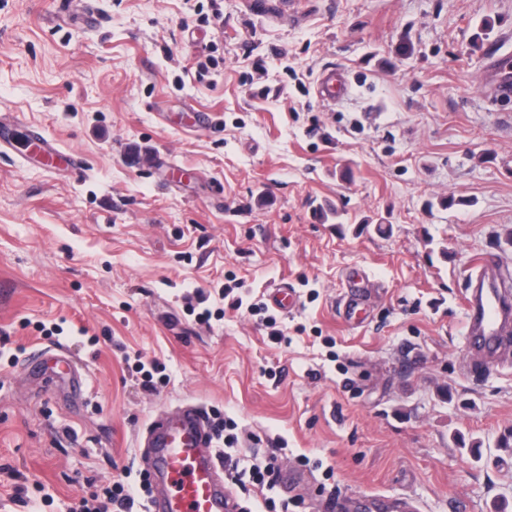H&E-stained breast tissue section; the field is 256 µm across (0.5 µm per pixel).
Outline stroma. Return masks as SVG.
<instances>
[{"label": "stroma", "instance_id": "stroma-1", "mask_svg": "<svg viewBox=\"0 0 512 512\" xmlns=\"http://www.w3.org/2000/svg\"><path fill=\"white\" fill-rule=\"evenodd\" d=\"M509 56L512 0H0V512L143 484L186 406L305 472L251 512H512V358L463 314L478 257L512 281ZM370 508L375 512H418L419 506L412 499L401 496L373 494Z\"/></svg>", "mask_w": 512, "mask_h": 512}]
</instances>
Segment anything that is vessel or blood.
I'll return each mask as SVG.
<instances>
[{"mask_svg": "<svg viewBox=\"0 0 512 512\" xmlns=\"http://www.w3.org/2000/svg\"><path fill=\"white\" fill-rule=\"evenodd\" d=\"M475 267L478 288L466 301L464 317L471 348L488 361L502 342L503 321L512 317V300L498 285L494 258H478ZM211 445V433L198 409L186 407L176 416L154 420L150 446L161 489L151 501V512H236ZM370 507L372 512H419L412 499L384 494L372 495Z\"/></svg>", "mask_w": 512, "mask_h": 512, "instance_id": "1", "label": "vessel or blood"}]
</instances>
